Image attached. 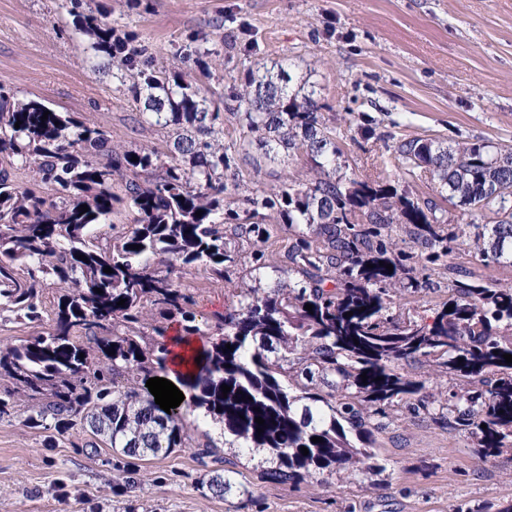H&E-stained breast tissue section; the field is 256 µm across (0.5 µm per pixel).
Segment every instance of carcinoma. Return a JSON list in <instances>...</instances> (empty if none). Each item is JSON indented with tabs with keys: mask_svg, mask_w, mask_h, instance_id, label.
Returning <instances> with one entry per match:
<instances>
[{
	"mask_svg": "<svg viewBox=\"0 0 512 512\" xmlns=\"http://www.w3.org/2000/svg\"><path fill=\"white\" fill-rule=\"evenodd\" d=\"M75 28L96 55L120 57L121 78L143 104L141 123L166 130L173 149L167 161L154 149H125L73 112L0 87V326L49 321L28 340L0 336V418L22 412L28 427L59 435L78 426L93 455L102 438L112 448L115 494L142 462L193 447L187 415L194 411L228 447L263 454L269 483L299 485L354 466L381 474L376 433L384 421L403 407L429 410L426 382L405 371L418 361L448 378L439 405L448 428L484 460L512 450V363L503 358L512 355V285L450 262L465 247L483 264L512 266L511 146L401 139L394 168L383 161L375 178L357 179L341 172L316 86L292 90L286 63H261L224 111L242 117L266 155L280 148L305 155L313 177L269 191L245 187L238 211L224 202L231 168L219 137L224 115L197 77L209 67L149 72L129 48L131 36L98 16L76 14ZM21 170L32 173V186L16 182ZM421 173L467 221L453 224L437 215L436 202L401 188L404 177ZM118 179L123 197L112 191ZM83 204L89 211H79ZM121 205L134 211V223L98 234ZM487 213L491 224L481 223ZM268 218L293 229L299 278L236 289L224 316L199 318L178 273L202 266L224 277L231 260L224 225L241 224L259 242L268 238ZM107 266L112 272H103ZM439 269L448 271V300L430 318L402 313L398 294ZM49 288L59 296L47 319ZM174 323L202 342L196 373L177 378L178 419L146 387L165 370ZM223 384L231 387L225 395ZM257 417L265 420L261 434ZM237 475L217 472L207 489L251 496ZM452 512H512V502L461 501Z\"/></svg>",
	"mask_w": 512,
	"mask_h": 512,
	"instance_id": "cac0c4a2",
	"label": "carcinoma"
}]
</instances>
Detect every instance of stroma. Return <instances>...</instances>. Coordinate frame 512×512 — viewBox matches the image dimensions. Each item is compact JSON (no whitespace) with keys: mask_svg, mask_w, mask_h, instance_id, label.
<instances>
[{"mask_svg":"<svg viewBox=\"0 0 512 512\" xmlns=\"http://www.w3.org/2000/svg\"><path fill=\"white\" fill-rule=\"evenodd\" d=\"M100 9L144 46L152 68L205 59L204 94L217 104L242 89L256 63L288 61L293 85L319 87L328 131L347 171L360 176L397 139L512 145V0H83L80 11ZM117 67L94 57L65 0H0V86L77 113L116 144L168 157L169 137L139 123ZM223 140L234 157L226 199L240 184L269 189L309 177L305 155L265 161L233 116ZM269 233L260 278L238 261L225 263L220 279L201 266L181 273L202 316L231 306L229 285L273 288L291 269L292 231L273 224ZM447 298L448 273L439 270L399 304L426 317ZM378 440L382 475L357 471L329 488L261 481L249 456L222 446L219 458L242 472L252 498L202 489L207 470L188 449L147 461L145 480L116 496L110 448L89 456L70 435L46 444L14 415L0 419V512H449L459 500L512 501V452L483 460L446 421L405 414Z\"/></svg>","mask_w":512,"mask_h":512,"instance_id":"35a3bbf8","label":"stroma"}]
</instances>
